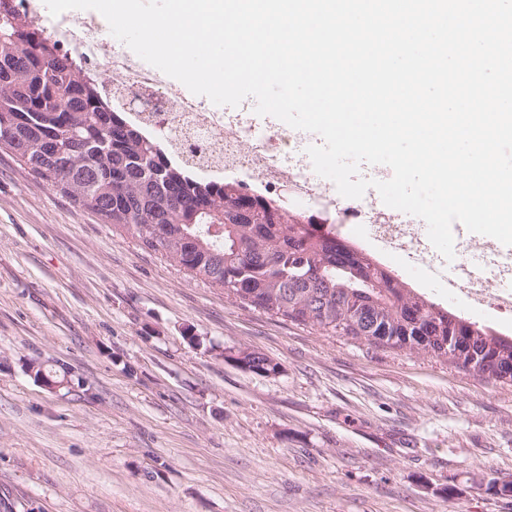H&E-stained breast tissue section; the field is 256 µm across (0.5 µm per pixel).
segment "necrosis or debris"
Segmentation results:
<instances>
[{
  "instance_id": "necrosis-or-debris-1",
  "label": "necrosis or debris",
  "mask_w": 512,
  "mask_h": 512,
  "mask_svg": "<svg viewBox=\"0 0 512 512\" xmlns=\"http://www.w3.org/2000/svg\"><path fill=\"white\" fill-rule=\"evenodd\" d=\"M20 3L43 35L59 41L88 77L101 80L102 92L114 106L127 108L147 134H163L164 148L176 160L190 161L197 176L229 178L275 197L288 213L312 216L326 232L366 225L370 239L399 250L410 263L447 270L446 259L422 233L418 217L370 197L344 198L335 185L319 179L306 149L320 144V136L271 116L256 119L251 101L229 109L162 81L107 34L96 13L54 17L42 0ZM479 251L487 264L462 285L468 304L512 316V292L500 286L512 277V252L501 250L492 238L483 240Z\"/></svg>"
}]
</instances>
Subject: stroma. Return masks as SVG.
<instances>
[{
	"label": "stroma",
	"mask_w": 512,
	"mask_h": 512,
	"mask_svg": "<svg viewBox=\"0 0 512 512\" xmlns=\"http://www.w3.org/2000/svg\"><path fill=\"white\" fill-rule=\"evenodd\" d=\"M510 478L512 386L240 306L0 148V512H512ZM224 359L229 360L239 367L243 368L246 371L263 375V376H275L281 372L280 367L277 368V372H267L263 369H258L256 366L258 365L259 359H264L266 361V365L275 364L276 362H272V359L267 355L262 354L256 350H252L249 348H233L224 351Z\"/></svg>",
	"instance_id": "obj_1"
}]
</instances>
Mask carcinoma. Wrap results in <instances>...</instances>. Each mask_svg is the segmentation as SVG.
Instances as JSON below:
<instances>
[{
  "label": "carcinoma",
  "mask_w": 512,
  "mask_h": 512,
  "mask_svg": "<svg viewBox=\"0 0 512 512\" xmlns=\"http://www.w3.org/2000/svg\"><path fill=\"white\" fill-rule=\"evenodd\" d=\"M52 131L56 144L43 133ZM0 147L34 179L243 305L512 385V336L414 293L368 253L229 180L203 181L0 0Z\"/></svg>",
  "instance_id": "cac0c4a2"
}]
</instances>
